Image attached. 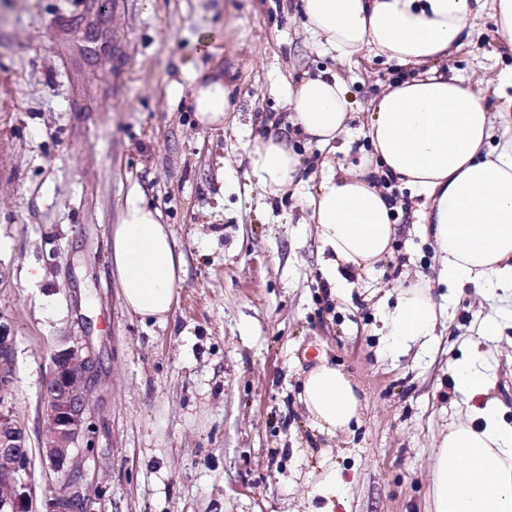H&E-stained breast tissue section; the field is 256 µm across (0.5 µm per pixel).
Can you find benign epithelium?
Listing matches in <instances>:
<instances>
[{
    "label": "benign epithelium",
    "mask_w": 512,
    "mask_h": 512,
    "mask_svg": "<svg viewBox=\"0 0 512 512\" xmlns=\"http://www.w3.org/2000/svg\"><path fill=\"white\" fill-rule=\"evenodd\" d=\"M95 364L89 348L71 346L53 356L40 404V422L46 433L41 461L56 475L59 488L44 512H75L78 505H88L74 479L73 464L76 455L92 452L84 441L90 432L89 384ZM14 369L13 339L0 325V394L11 386ZM32 465L24 424L0 407V512H32Z\"/></svg>",
    "instance_id": "obj_1"
}]
</instances>
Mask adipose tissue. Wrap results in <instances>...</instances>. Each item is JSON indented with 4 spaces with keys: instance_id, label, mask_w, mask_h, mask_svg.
<instances>
[{
    "instance_id": "1",
    "label": "adipose tissue",
    "mask_w": 512,
    "mask_h": 512,
    "mask_svg": "<svg viewBox=\"0 0 512 512\" xmlns=\"http://www.w3.org/2000/svg\"><path fill=\"white\" fill-rule=\"evenodd\" d=\"M301 8L306 31L338 57L364 50L420 69L376 100L366 133L374 160L340 176L327 172L315 192H308L300 155L287 137L247 145L249 170L262 192L307 191L311 220L330 253L326 278L348 294L347 271L373 269L390 254L395 206L374 183L379 174L424 198L442 282L467 283L486 294L512 290V147L492 146L483 96L436 69L469 37L471 19L486 11L512 45V0H301ZM280 92L292 125L321 146L350 150L343 139L349 102L340 78L324 71ZM166 95L174 103L190 98L197 122L208 128L224 127L236 109L223 75L213 70L193 71L187 85L169 82ZM109 259L127 312L166 322L178 300L184 255L161 212L138 190L129 191L111 228ZM441 312L429 289H402L385 321L388 350L430 335ZM452 374L473 407L467 418L449 424L436 448L431 512H512V423L504 419L505 405L491 396L494 382L479 358L455 363ZM301 400L312 425L330 435L359 418L356 386L327 362L304 377Z\"/></svg>"
}]
</instances>
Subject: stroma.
<instances>
[{
  "label": "stroma",
  "mask_w": 512,
  "mask_h": 512,
  "mask_svg": "<svg viewBox=\"0 0 512 512\" xmlns=\"http://www.w3.org/2000/svg\"><path fill=\"white\" fill-rule=\"evenodd\" d=\"M296 2L0 0V324L15 356L0 401L39 451L54 352L92 348L93 450L74 467L94 512H427L436 443L465 415L451 368L469 353L495 373L512 422V293L440 284L422 198L391 184L392 251L349 274L347 298L323 274L305 199L263 196L249 179L245 144L269 135L293 136L312 180L357 167L373 151L376 99L415 72L364 52L335 57ZM200 68L234 84L233 125L200 127L188 100H168L167 84ZM447 68L484 96L494 143L511 141L512 46L490 15ZM324 71L347 86V153L295 133L273 89ZM134 186L185 257L162 324L130 315L110 272V228ZM416 282L444 305L443 322L388 354L384 316ZM490 319L500 336L483 335ZM324 361L362 398L358 424L333 436L299 399Z\"/></svg>",
  "instance_id": "stroma-1"
}]
</instances>
